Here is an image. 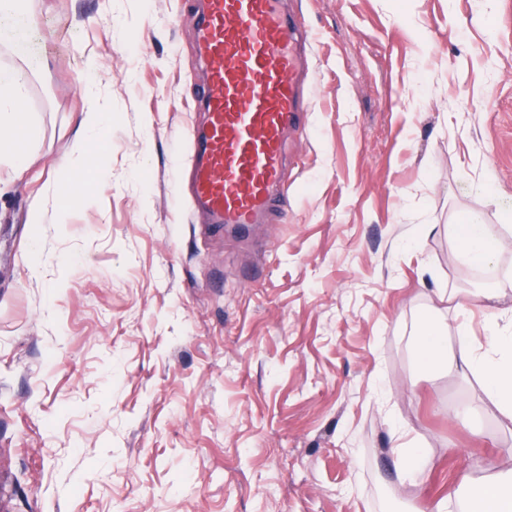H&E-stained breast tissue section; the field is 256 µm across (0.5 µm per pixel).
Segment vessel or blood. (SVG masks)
Masks as SVG:
<instances>
[{"mask_svg":"<svg viewBox=\"0 0 512 512\" xmlns=\"http://www.w3.org/2000/svg\"><path fill=\"white\" fill-rule=\"evenodd\" d=\"M196 41L207 119L192 194L212 224L243 232L288 203L284 147L310 110L302 33L283 0H205Z\"/></svg>","mask_w":512,"mask_h":512,"instance_id":"vessel-or-blood-1","label":"vessel or blood"}]
</instances>
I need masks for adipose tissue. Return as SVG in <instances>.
I'll return each instance as SVG.
<instances>
[{"label": "adipose tissue", "instance_id": "adipose-tissue-1", "mask_svg": "<svg viewBox=\"0 0 512 512\" xmlns=\"http://www.w3.org/2000/svg\"><path fill=\"white\" fill-rule=\"evenodd\" d=\"M33 15L21 0H0V47L17 57L12 67L0 68V163L24 169L29 157L30 120L24 110L25 89L36 67L29 42ZM84 109L80 114L79 133L71 142L60 167V178L47 183L45 190L53 197L77 201L84 196L81 178L83 165L100 139L108 119L95 93L94 79H86ZM449 232L461 240L460 256L475 264H490L502 252L512 249V238L503 234L499 224H486L470 215L463 224H452ZM512 292L503 285L484 293L480 307L488 320L486 342L464 343L458 361L462 370L481 374L487 392L496 400L501 413L512 420V328L502 325V300ZM420 363L437 368L447 361V347L441 326L434 321L422 324L414 338ZM468 512H512V475L490 476L476 480L469 499Z\"/></svg>", "mask_w": 512, "mask_h": 512}]
</instances>
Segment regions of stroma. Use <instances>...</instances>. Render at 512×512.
Masks as SVG:
<instances>
[{
  "label": "stroma",
  "mask_w": 512,
  "mask_h": 512,
  "mask_svg": "<svg viewBox=\"0 0 512 512\" xmlns=\"http://www.w3.org/2000/svg\"><path fill=\"white\" fill-rule=\"evenodd\" d=\"M202 7L35 0V138L0 167V512H464L512 472V428L480 377L421 372L412 336L433 317L456 354L452 325L482 336L473 297L512 275L510 251L480 279L448 233L512 225V0H286L313 109L287 213L245 235L185 192ZM89 58L106 183L31 225ZM401 464L398 476L402 481L416 482L423 473V459L417 449L400 448Z\"/></svg>",
  "instance_id": "stroma-1"
}]
</instances>
